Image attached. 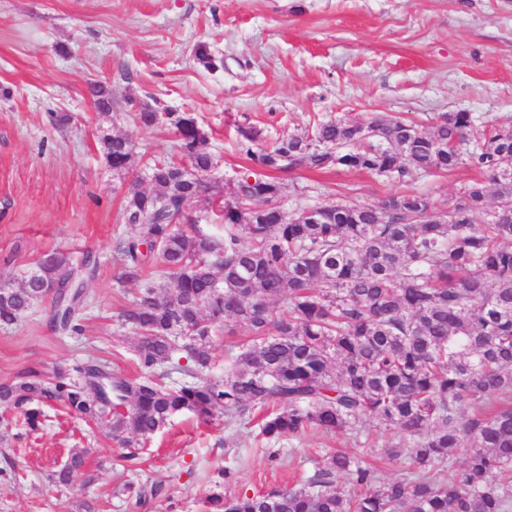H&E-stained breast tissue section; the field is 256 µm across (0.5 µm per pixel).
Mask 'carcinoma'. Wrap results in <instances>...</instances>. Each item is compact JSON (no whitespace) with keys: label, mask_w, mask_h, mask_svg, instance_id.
Wrapping results in <instances>:
<instances>
[{"label":"carcinoma","mask_w":512,"mask_h":512,"mask_svg":"<svg viewBox=\"0 0 512 512\" xmlns=\"http://www.w3.org/2000/svg\"><path fill=\"white\" fill-rule=\"evenodd\" d=\"M194 59L209 71L224 66L206 42ZM88 91L110 114L111 93L99 83ZM157 116L147 104L135 113L144 128L175 129V157L135 174L124 199L130 231L115 247L119 279L146 282L120 315L142 373H118L94 354L50 371L33 366L0 382V406L31 431L49 410L91 424L131 467L181 413L205 422L222 415L232 425L261 412L266 440L312 430L358 437L370 422L400 435L381 452L408 463L399 478L336 451L297 487L218 491L206 512H512V121L473 142L469 112L444 113L429 131L389 115L340 118L270 149L254 148L258 131L243 128L252 166L226 196L208 181L216 162L197 117ZM100 143L112 170L134 174L129 137L102 128ZM187 164L199 181L180 179ZM301 166L398 182L465 166L480 178L448 205L446 220L430 216L431 197L413 191L374 204L313 205L311 218L305 207L284 211L273 176ZM199 195L212 197L223 234L187 217L184 202ZM98 269L90 251L77 268L51 253L19 286L1 280L0 325L49 297L50 328L80 333L86 284ZM230 325L249 339L215 377L213 336ZM173 372L183 379L168 385ZM88 455L71 449L52 481L70 485ZM160 491L124 488L135 508Z\"/></svg>","instance_id":"cac0c4a2"}]
</instances>
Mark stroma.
<instances>
[{"mask_svg": "<svg viewBox=\"0 0 512 512\" xmlns=\"http://www.w3.org/2000/svg\"><path fill=\"white\" fill-rule=\"evenodd\" d=\"M205 41L224 59L208 71L192 60ZM100 81L112 115L99 117L87 91ZM194 113L223 188L249 166L238 130L255 128L272 147L316 124L374 113L430 128L444 113L473 116L471 139L512 120V0H0V276L19 282L45 255L100 260L89 286L83 330L50 329L49 302L0 327V381L29 366L53 368L96 353L137 374L134 338L118 315L138 293L119 283L113 245L125 231L122 200L131 175L106 164L100 129L131 137L140 161L171 156L175 131L140 127L135 106ZM59 122H52V115ZM461 167L412 175L402 185L333 168L279 174L285 211L336 201L375 203L405 189L445 204L477 179ZM373 447L351 435L308 433L270 442L255 425L204 424L175 416L152 440L138 469L114 442L70 417L36 431L20 420L0 427V512H131L126 484L158 485L141 512H204L224 467L239 468V491L289 486L310 475L316 456L341 449L376 463L397 442L375 431ZM91 449L94 482L69 488L49 474L70 449ZM15 461L18 472L6 471Z\"/></svg>", "mask_w": 512, "mask_h": 512, "instance_id": "1", "label": "stroma"}]
</instances>
